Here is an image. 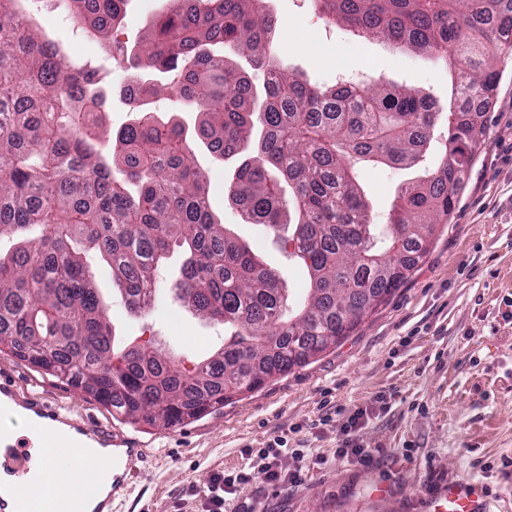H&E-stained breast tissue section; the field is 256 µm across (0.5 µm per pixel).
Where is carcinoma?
<instances>
[{"label": "carcinoma", "instance_id": "carcinoma-1", "mask_svg": "<svg viewBox=\"0 0 512 512\" xmlns=\"http://www.w3.org/2000/svg\"><path fill=\"white\" fill-rule=\"evenodd\" d=\"M312 2L356 36L450 61L449 111L382 80L325 91L304 81L273 55L275 20L259 0H169L132 55L134 118L112 132L109 153L98 71L74 63L30 0H0V238L23 243L0 255V352L131 423L175 427L309 363L407 282L484 141L496 62L512 55V0ZM59 3L79 26L110 32L129 0ZM228 51L264 73L261 91ZM140 57L207 116L196 136L215 157L247 154L228 188L242 215L275 230L292 210L303 304L214 221L188 133L151 115L161 87L137 72ZM440 122L436 168L401 185L388 223H372L357 166L413 167ZM173 242L186 252L178 298L224 325V347L191 369L154 347H114L92 267L106 262L127 309L142 314Z\"/></svg>", "mask_w": 512, "mask_h": 512}]
</instances>
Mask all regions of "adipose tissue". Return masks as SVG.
<instances>
[{"label": "adipose tissue", "mask_w": 512, "mask_h": 512, "mask_svg": "<svg viewBox=\"0 0 512 512\" xmlns=\"http://www.w3.org/2000/svg\"><path fill=\"white\" fill-rule=\"evenodd\" d=\"M31 454L25 478L0 481V496L27 504L38 497L50 499L63 494L75 512H92L111 488L112 452L92 440H84L77 448L62 449L52 457L43 448L32 449ZM74 456L84 458L83 470L68 469L67 463Z\"/></svg>", "instance_id": "ef3b65f1"}]
</instances>
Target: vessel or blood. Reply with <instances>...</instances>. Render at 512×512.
I'll list each match as a JSON object with an SVG mask.
<instances>
[{
  "label": "vessel or blood",
  "instance_id": "1",
  "mask_svg": "<svg viewBox=\"0 0 512 512\" xmlns=\"http://www.w3.org/2000/svg\"><path fill=\"white\" fill-rule=\"evenodd\" d=\"M19 401L27 411L32 412L44 424L37 436L27 434H13L0 430V478L21 477L27 472V462L30 458L29 450L33 447L52 448L56 442L50 427L56 423H68L66 413L52 403L41 397L30 395L19 397L10 380H0V397ZM78 434L97 439L101 447L113 446L117 449L116 472L112 478V489L108 496L94 509V512H110L116 498L128 487L132 477L133 463L142 458L143 449L137 448L132 439L111 434L105 427L91 428L83 424H75ZM440 500L448 507V512H474L472 500V487L470 483L459 481L440 489L437 493Z\"/></svg>",
  "mask_w": 512,
  "mask_h": 512
}]
</instances>
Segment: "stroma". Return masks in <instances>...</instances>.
Instances as JSON below:
<instances>
[{
	"mask_svg": "<svg viewBox=\"0 0 512 512\" xmlns=\"http://www.w3.org/2000/svg\"><path fill=\"white\" fill-rule=\"evenodd\" d=\"M166 0H132L119 36L134 45ZM281 38L274 53L310 84L335 87L339 71L403 82L448 102V70L378 39L352 50L343 26L327 21L310 0H263ZM61 43L78 46L76 63L98 69L106 86L107 127L129 118L120 89L126 65L98 44H81V31L61 10L39 14ZM496 97L483 121L486 136L468 170L446 224L410 280L365 317L356 332L308 365L292 370L206 416L180 426H139L113 415L81 390L0 353V375L20 395L39 394L75 418L134 439L145 454L132 488L114 512H174L188 489L210 470L244 466L245 448L283 437L304 458L299 483L275 488L253 480L237 492L228 512H434L442 484L467 481L490 512H512V58L499 64ZM208 176L213 215L267 263L276 267L293 299L306 294L302 261L276 235L247 223L224 189L239 158L214 159L195 145ZM435 157L400 170L362 171L377 223H385L400 185L433 170ZM182 252L172 248L157 274L151 309L127 312L106 264L95 268L99 293L112 313L116 343L148 346L195 365L224 343V329L186 311L173 286ZM358 409L369 419L354 438L369 460L336 454L342 426Z\"/></svg>",
	"mask_w": 512,
	"mask_h": 512,
	"instance_id": "35a3bbf8",
	"label": "stroma"
}]
</instances>
